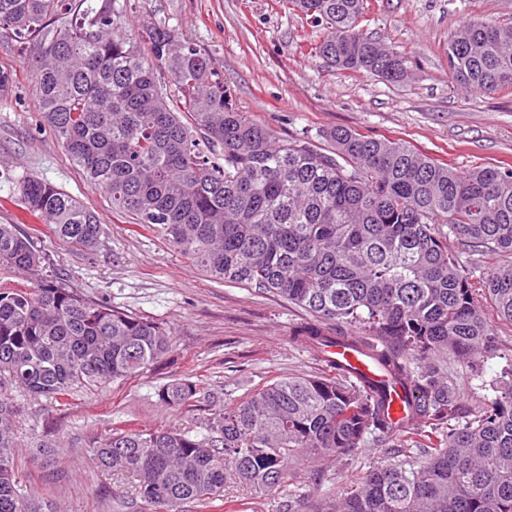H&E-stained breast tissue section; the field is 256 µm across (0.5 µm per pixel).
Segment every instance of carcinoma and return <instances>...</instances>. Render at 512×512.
<instances>
[{"instance_id":"cac0c4a2","label":"carcinoma","mask_w":512,"mask_h":512,"mask_svg":"<svg viewBox=\"0 0 512 512\" xmlns=\"http://www.w3.org/2000/svg\"><path fill=\"white\" fill-rule=\"evenodd\" d=\"M322 26L311 48L326 65L398 83L405 58L361 23L366 0H288ZM69 16L54 25L52 18ZM108 4L89 0H0V36L32 61L41 127L86 179L157 229L210 278L272 293L319 319L292 336L321 354L350 346L370 355L387 380L356 379L334 360L329 373L291 376L226 403L195 430L115 426L93 445L100 468L131 473L150 512H209L224 500V461L245 482L278 490L300 456L343 454L368 436L415 444L412 463L367 472L316 512H512V377L469 417L436 361L471 369L496 351L475 304L473 271L435 232L446 224L468 250L502 261L482 286L512 323V168L459 173L399 139L333 127L315 140L277 137L239 111L212 57L166 27L144 52L113 31ZM457 84L494 93L512 87V31L484 18L448 35ZM25 211L59 240L101 243L97 214L35 175L13 176ZM46 253L18 224H0V512H42L20 481L15 393L65 401L82 388L141 376L170 351L153 319L86 298L45 274ZM407 417L395 425L389 394ZM186 377L160 386L158 400L198 401Z\"/></svg>"}]
</instances>
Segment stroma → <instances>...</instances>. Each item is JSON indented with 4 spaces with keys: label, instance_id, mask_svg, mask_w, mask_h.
I'll return each instance as SVG.
<instances>
[{
    "label": "stroma",
    "instance_id": "35a3bbf8",
    "mask_svg": "<svg viewBox=\"0 0 512 512\" xmlns=\"http://www.w3.org/2000/svg\"><path fill=\"white\" fill-rule=\"evenodd\" d=\"M111 2L117 27L129 37L166 26L209 53L237 108L278 137L343 126L404 139L460 172L481 164L512 167V91L478 93L455 84L448 73L449 32L470 17L512 27V0H371L364 29L408 62V76L397 84L325 65L312 52L322 27L291 10L287 0ZM32 59L0 36V69L16 79L11 94L0 98V165L77 197L99 215L104 234L93 251L59 241L50 225L24 213L4 181L0 224L21 225L50 256L51 273L85 296L162 323L171 349L151 372L63 402L19 396L22 467L38 485L47 512H140L133 478L98 468L94 441L128 421L141 428H192L210 413L213 398L236 401L253 388L325 365L292 337L293 327L309 318L303 309L270 293L212 280L160 233L133 224L86 182L62 144L39 127ZM475 302L496 335L497 354L479 374L448 364L471 415L492 397L493 382L512 371V324L501 321L483 295ZM183 376L199 383L202 398L177 408L158 402V387ZM46 438L56 446L52 463L37 451ZM410 453L408 445L374 437L343 455L302 459L277 491L226 483L224 500L238 512H281L287 492L333 498L367 471L398 464Z\"/></svg>",
    "mask_w": 512,
    "mask_h": 512
}]
</instances>
